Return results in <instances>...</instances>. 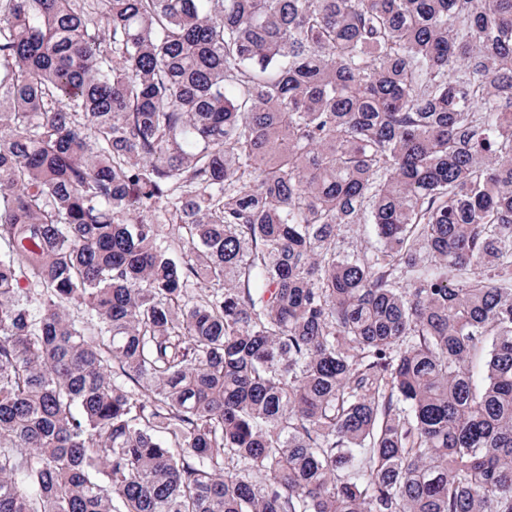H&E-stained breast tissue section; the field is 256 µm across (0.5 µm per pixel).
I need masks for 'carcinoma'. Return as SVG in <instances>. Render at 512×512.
Returning <instances> with one entry per match:
<instances>
[{
	"mask_svg": "<svg viewBox=\"0 0 512 512\" xmlns=\"http://www.w3.org/2000/svg\"><path fill=\"white\" fill-rule=\"evenodd\" d=\"M0 512H512V0H0Z\"/></svg>",
	"mask_w": 512,
	"mask_h": 512,
	"instance_id": "carcinoma-1",
	"label": "carcinoma"
}]
</instances>
